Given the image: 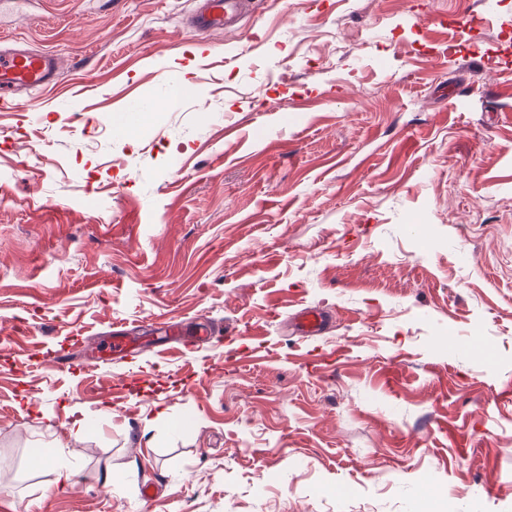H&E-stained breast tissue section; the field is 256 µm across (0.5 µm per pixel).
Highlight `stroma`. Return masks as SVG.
Masks as SVG:
<instances>
[{
    "instance_id": "obj_1",
    "label": "stroma",
    "mask_w": 512,
    "mask_h": 512,
    "mask_svg": "<svg viewBox=\"0 0 512 512\" xmlns=\"http://www.w3.org/2000/svg\"><path fill=\"white\" fill-rule=\"evenodd\" d=\"M197 7H0L60 64L0 107V507L512 512V0ZM249 0H203V7L194 19L202 31L234 27L245 12ZM324 317L325 312L322 309L302 308L298 315L300 336H317V332L322 329Z\"/></svg>"
}]
</instances>
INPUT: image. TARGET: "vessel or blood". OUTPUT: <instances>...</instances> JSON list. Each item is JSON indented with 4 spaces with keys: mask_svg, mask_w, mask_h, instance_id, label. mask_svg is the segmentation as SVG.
<instances>
[{
    "mask_svg": "<svg viewBox=\"0 0 512 512\" xmlns=\"http://www.w3.org/2000/svg\"><path fill=\"white\" fill-rule=\"evenodd\" d=\"M248 0H203V7L194 19L202 31L234 27L245 12ZM53 54L24 48L0 50V97L22 89L35 90L51 85L57 75ZM325 313L316 308H303L298 315L302 335L313 336L324 323Z\"/></svg>",
    "mask_w": 512,
    "mask_h": 512,
    "instance_id": "obj_1",
    "label": "vessel or blood"
}]
</instances>
